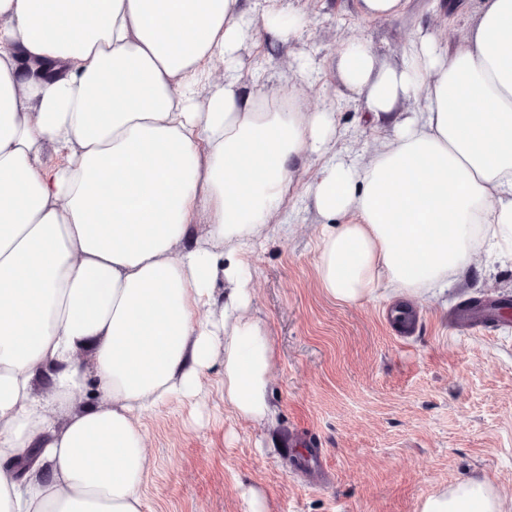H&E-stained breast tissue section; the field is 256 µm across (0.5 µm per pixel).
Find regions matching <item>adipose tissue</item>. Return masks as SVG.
<instances>
[{
	"label": "adipose tissue",
	"instance_id": "ef3b65f1",
	"mask_svg": "<svg viewBox=\"0 0 512 512\" xmlns=\"http://www.w3.org/2000/svg\"><path fill=\"white\" fill-rule=\"evenodd\" d=\"M305 27L268 0H0V512H146L140 420L203 398L217 365L227 409L275 422L251 253L292 233L305 159L336 301H423L477 248L512 258V0H481L452 50L417 27L394 66L340 46L379 135L363 164L333 151L335 106L240 79L255 32L285 46ZM422 512L507 507L467 480Z\"/></svg>",
	"mask_w": 512,
	"mask_h": 512
}]
</instances>
